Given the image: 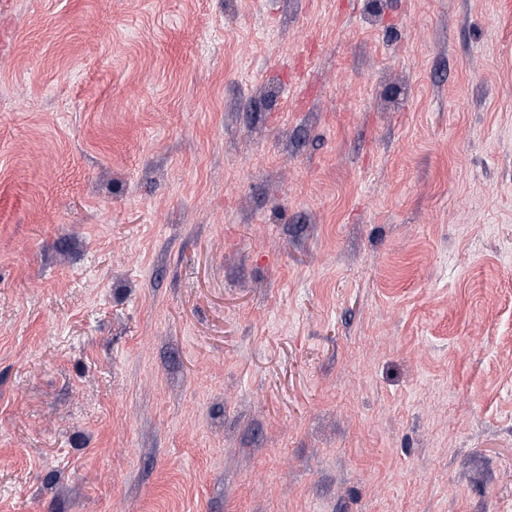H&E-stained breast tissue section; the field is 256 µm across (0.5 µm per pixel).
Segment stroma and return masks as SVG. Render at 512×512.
<instances>
[{
    "mask_svg": "<svg viewBox=\"0 0 512 512\" xmlns=\"http://www.w3.org/2000/svg\"><path fill=\"white\" fill-rule=\"evenodd\" d=\"M0 35V512H512V0Z\"/></svg>",
    "mask_w": 512,
    "mask_h": 512,
    "instance_id": "stroma-1",
    "label": "stroma"
}]
</instances>
